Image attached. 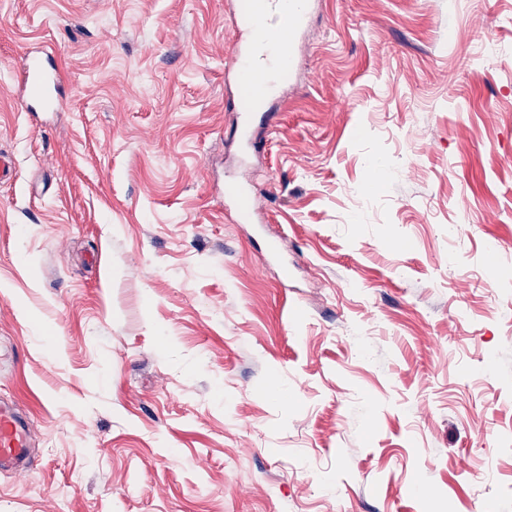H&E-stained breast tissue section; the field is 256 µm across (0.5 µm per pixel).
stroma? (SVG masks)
Here are the masks:
<instances>
[{"instance_id":"1","label":"stroma","mask_w":512,"mask_h":512,"mask_svg":"<svg viewBox=\"0 0 512 512\" xmlns=\"http://www.w3.org/2000/svg\"><path fill=\"white\" fill-rule=\"evenodd\" d=\"M235 43L0 0V512H512V0H322L245 139ZM59 79L60 76L56 71L45 70L41 55L30 54L27 56L22 73V84L27 94L37 92L41 96H45L50 87ZM30 454L27 427L24 419L10 407H0V468L16 475L28 473Z\"/></svg>"}]
</instances>
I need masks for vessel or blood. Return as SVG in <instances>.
Listing matches in <instances>:
<instances>
[{"label":"vessel or blood","instance_id":"obj_1","mask_svg":"<svg viewBox=\"0 0 512 512\" xmlns=\"http://www.w3.org/2000/svg\"><path fill=\"white\" fill-rule=\"evenodd\" d=\"M317 9L318 0H239L236 28L247 32L262 51L255 54L243 48L233 55L232 64L239 76L237 112H250L295 75L296 54L281 52L280 40L285 35L296 38ZM58 80V73L45 70L41 55L27 56L22 73L26 92L47 94ZM29 454L24 419L10 407H0V468L19 476L26 474Z\"/></svg>","mask_w":512,"mask_h":512}]
</instances>
